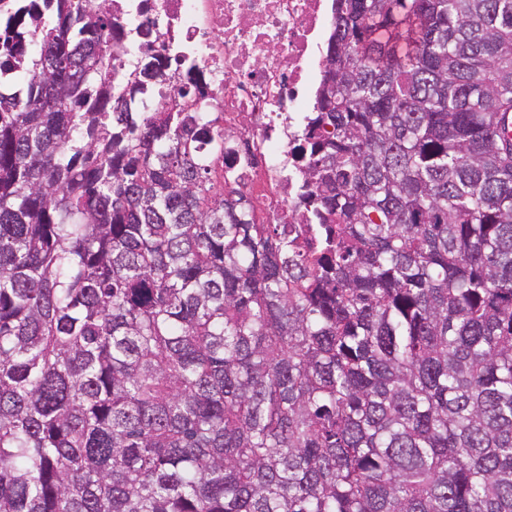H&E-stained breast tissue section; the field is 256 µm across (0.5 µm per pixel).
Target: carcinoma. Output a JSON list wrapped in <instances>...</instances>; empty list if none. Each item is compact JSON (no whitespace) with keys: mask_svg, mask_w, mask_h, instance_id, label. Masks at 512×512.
I'll return each instance as SVG.
<instances>
[{"mask_svg":"<svg viewBox=\"0 0 512 512\" xmlns=\"http://www.w3.org/2000/svg\"><path fill=\"white\" fill-rule=\"evenodd\" d=\"M334 11L258 224L112 0H0V512H512V0Z\"/></svg>","mask_w":512,"mask_h":512,"instance_id":"obj_1","label":"carcinoma"}]
</instances>
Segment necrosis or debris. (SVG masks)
<instances>
[{
    "mask_svg": "<svg viewBox=\"0 0 512 512\" xmlns=\"http://www.w3.org/2000/svg\"><path fill=\"white\" fill-rule=\"evenodd\" d=\"M126 62L160 55L169 83L197 82L233 130L230 149L251 155L243 190L271 223L303 221L296 149L326 66L331 0H112Z\"/></svg>",
    "mask_w": 512,
    "mask_h": 512,
    "instance_id": "obj_1",
    "label": "necrosis or debris"
}]
</instances>
